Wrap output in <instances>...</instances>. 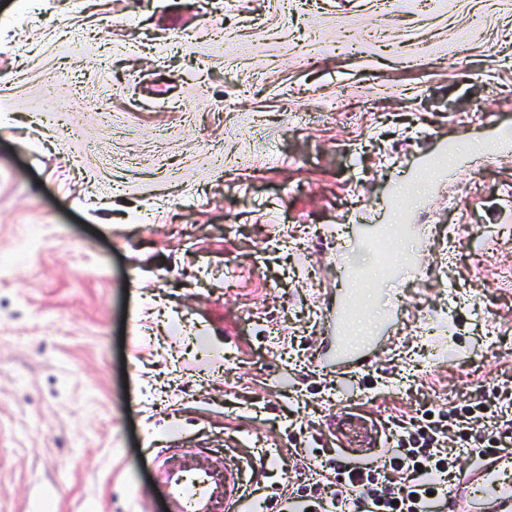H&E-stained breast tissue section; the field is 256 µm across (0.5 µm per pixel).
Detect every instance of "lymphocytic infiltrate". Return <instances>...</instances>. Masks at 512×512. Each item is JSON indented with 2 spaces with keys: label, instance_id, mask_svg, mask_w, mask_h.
<instances>
[{
  "label": "lymphocytic infiltrate",
  "instance_id": "f902f5d3",
  "mask_svg": "<svg viewBox=\"0 0 512 512\" xmlns=\"http://www.w3.org/2000/svg\"><path fill=\"white\" fill-rule=\"evenodd\" d=\"M486 411L478 399L449 413L447 427L411 423L380 467L330 461L325 483L291 492L278 512H331L338 506L348 512H440V479L461 470L458 456L447 449L449 439L465 442L473 459L493 450L479 432Z\"/></svg>",
  "mask_w": 512,
  "mask_h": 512
}]
</instances>
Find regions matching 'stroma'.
I'll return each mask as SVG.
<instances>
[{
  "label": "stroma",
  "mask_w": 512,
  "mask_h": 512,
  "mask_svg": "<svg viewBox=\"0 0 512 512\" xmlns=\"http://www.w3.org/2000/svg\"><path fill=\"white\" fill-rule=\"evenodd\" d=\"M510 190L512 0H0V258L38 243L0 271V512H166L184 451L265 460L276 512L400 423L512 417ZM364 216L418 267L376 275ZM356 309V304L350 298H342L335 312L331 315L330 326L332 332L336 335V368H341L349 365V362L354 360L353 356L349 354L347 346V338L345 336L346 325L352 313Z\"/></svg>",
  "instance_id": "stroma-1"
}]
</instances>
